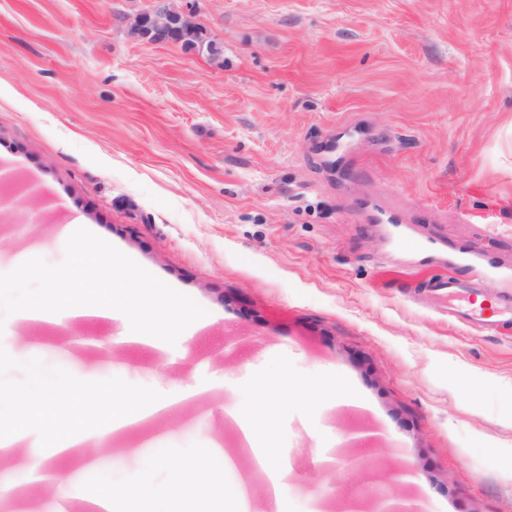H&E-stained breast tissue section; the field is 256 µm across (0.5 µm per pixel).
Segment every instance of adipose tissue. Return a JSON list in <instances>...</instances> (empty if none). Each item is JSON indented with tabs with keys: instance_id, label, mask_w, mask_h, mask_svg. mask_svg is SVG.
Instances as JSON below:
<instances>
[{
	"instance_id": "obj_1",
	"label": "adipose tissue",
	"mask_w": 512,
	"mask_h": 512,
	"mask_svg": "<svg viewBox=\"0 0 512 512\" xmlns=\"http://www.w3.org/2000/svg\"><path fill=\"white\" fill-rule=\"evenodd\" d=\"M77 246L93 252L102 278L112 286L111 295L89 302L72 300L61 293L60 278L52 274L46 278L44 296L18 310L19 322L62 327L77 318L110 319L124 324L122 342L142 345L160 354L170 352L177 342L196 329L193 309L173 293L158 292L132 263L107 249L92 246L83 238L78 239ZM250 388L252 399L225 405L224 414L236 425L241 443L249 448L264 473L265 496L272 512H284L288 457L284 449L275 444L271 426L284 412L281 397L288 389V381L258 373L251 377ZM114 403L119 409L112 412L106 430L73 432L72 422L77 416ZM174 405L170 397L144 394L121 400L113 392L102 395L80 384L69 383L49 394L35 390L18 396L11 410L20 419L37 412L49 413L62 430V437L51 448L29 454L23 466L31 473L33 481L48 479L58 484V496L63 499L67 490L60 487L59 475L47 471L52 459L69 456L74 448L89 441H101L109 434L140 426L169 412ZM233 465L230 456L213 451L174 466L171 492H159L144 481L131 487L92 493L88 507L90 512H126L129 505L141 504L146 506L147 512H208L206 501L215 498L220 502L221 512H240V502L249 494L247 481H240L236 495L229 497L224 495L216 478L217 468L229 469Z\"/></svg>"
}]
</instances>
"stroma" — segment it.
Instances as JSON below:
<instances>
[{
    "label": "stroma",
    "mask_w": 512,
    "mask_h": 512,
    "mask_svg": "<svg viewBox=\"0 0 512 512\" xmlns=\"http://www.w3.org/2000/svg\"><path fill=\"white\" fill-rule=\"evenodd\" d=\"M171 2L218 58L131 36L149 0H0V195L26 198L0 213V429L37 381L131 396L203 385L113 435L96 470L81 449L53 467L67 512H85L102 489L169 490L173 464L218 446L237 459L217 475L229 495L256 470L225 403L248 399L256 373L287 375L293 394L331 378L361 406L304 417L286 402V512L374 492L419 512H512V328L456 322L418 287L447 268L392 247L404 230L512 273V0ZM370 197L404 228L370 223ZM73 223L202 328L162 358L114 344L106 321L17 322L48 273H72L73 297L107 293ZM89 339L111 341V358ZM30 425L0 455V486L58 434ZM320 446L326 470L311 463Z\"/></svg>",
    "instance_id": "obj_1"
}]
</instances>
